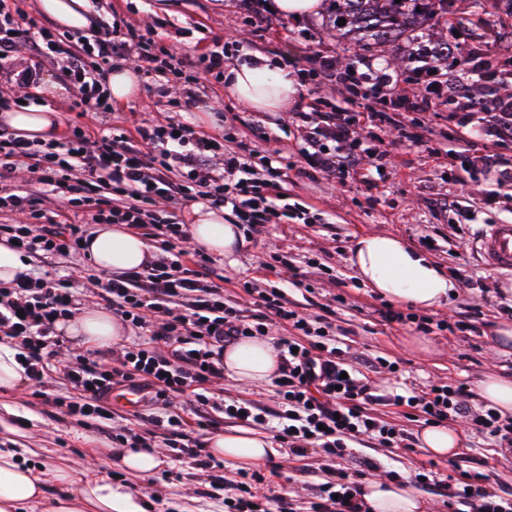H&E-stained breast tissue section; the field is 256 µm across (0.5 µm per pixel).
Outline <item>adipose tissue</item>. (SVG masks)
I'll return each instance as SVG.
<instances>
[{
  "mask_svg": "<svg viewBox=\"0 0 512 512\" xmlns=\"http://www.w3.org/2000/svg\"><path fill=\"white\" fill-rule=\"evenodd\" d=\"M39 6L59 27L82 30L92 24L89 0H39ZM224 80L239 100L262 112L279 111L296 92L293 75L265 64L228 68ZM0 123L22 138L42 141L55 137L60 127L58 113L47 107L1 113ZM190 219L198 248L230 261L243 248L239 226L226 220L223 211L198 204ZM84 253L98 270L116 275L141 269L150 251L126 225L102 224L88 237ZM350 261L360 281L379 296L420 309L442 306L456 288L430 257L391 235L359 237ZM57 329L89 349L115 345L125 336L122 322L101 309L81 311L60 321ZM277 368V352L264 338H249L224 351L226 376L241 382L264 384ZM210 446L232 463L255 462L274 450L270 436L245 428L213 437ZM51 484L59 494L49 512H146L142 495L127 485L108 477L88 479L71 467L38 470L21 461L17 449L0 448V512H25L40 505ZM361 491L370 512H425L422 500L403 484L371 480Z\"/></svg>",
  "mask_w": 512,
  "mask_h": 512,
  "instance_id": "1",
  "label": "adipose tissue"
}]
</instances>
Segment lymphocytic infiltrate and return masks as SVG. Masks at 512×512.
I'll return each instance as SVG.
<instances>
[{"label": "lymphocytic infiltrate", "instance_id": "lymphocytic-infiltrate-1", "mask_svg": "<svg viewBox=\"0 0 512 512\" xmlns=\"http://www.w3.org/2000/svg\"><path fill=\"white\" fill-rule=\"evenodd\" d=\"M28 47V63L17 72L12 90L0 89V110L16 101L17 90L34 86L43 60L61 59L64 74L78 89L73 108L83 114L112 110L106 75L114 61L130 63L143 74L161 73L177 55L162 44L157 25L111 24L104 36L87 39L58 34L39 16L0 0V63L11 61L20 45ZM308 130L302 156L315 172L335 173L347 157L326 150L321 132L350 144L359 136L360 115L323 112L308 94L293 107ZM25 183H17L19 174ZM283 173L271 160L257 164L250 156L228 151L223 142L187 121L164 116L133 130L82 125L70 127L63 140L33 147L0 126V208L26 215L0 232L36 258L41 272L0 288V342L14 346L24 358L35 395L53 414L79 422L106 420L112 388L132 385L146 390L151 412L139 428L115 439L125 448H149L163 434L178 458L202 469L223 470L205 448L196 429L223 409L244 424L279 422L277 436L289 454H318L323 476L312 512H365L359 488L346 463L353 445L368 437L384 448L413 450L415 443L400 424L375 411L383 404L368 377L342 356L325 316L304 315L275 290H257L245 282L260 314L244 319L224 299V287L209 280L207 258L184 249L187 230L174 208L190 202L230 209L237 223L261 226L298 221L311 223L308 212L284 197ZM123 224L163 243L161 253L144 268L102 288L99 298L114 316L143 330L146 337L127 345L87 349L66 364L53 360L63 341L55 319L71 314L78 295L59 276L60 258L79 254L89 225ZM276 337L279 364L273 383L278 409L251 400L219 406L210 387L224 377V349L245 338ZM273 335V334H272ZM193 402L191 417L173 411L176 398ZM395 404L410 408L426 425L463 422L484 440L512 448V421L503 420L488 404L474 405L461 385L434 383ZM357 460V459H354ZM373 468L372 459L357 460ZM260 471L241 473L224 482V512H296L284 495L259 491ZM486 474L466 477L462 487H449V499L467 512H512V494L485 487Z\"/></svg>", "mask_w": 512, "mask_h": 512}]
</instances>
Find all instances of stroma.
Here are the masks:
<instances>
[{"label":"stroma","instance_id":"obj_1","mask_svg":"<svg viewBox=\"0 0 512 512\" xmlns=\"http://www.w3.org/2000/svg\"><path fill=\"white\" fill-rule=\"evenodd\" d=\"M328 7L327 0H319L314 12L295 17L272 7L257 13L245 9L242 0H102L94 15L100 23L113 14L143 25L162 22L163 43L188 59L193 58L196 45L212 37L226 42L239 39L246 42V50L226 49L225 65L250 64L262 56L285 67L292 61L306 62L317 52L335 56L340 67L364 58L374 68L386 69L400 89L423 93L413 58L422 45L437 40V33L424 29L389 46L361 47L331 34L325 23ZM510 54L512 16L505 14L495 29L463 41L458 54L447 61L448 77L473 84L492 109L498 108L500 102L512 99V75L495 69L481 79L469 63ZM40 78L59 83L61 90L38 95L33 106L51 107L61 122L78 121V113L69 108L75 91L63 74L62 62H44ZM158 82L178 90L188 86L183 73L140 78L136 95L117 103L115 112L107 115L108 125L130 130L166 113L153 92ZM193 88L203 105L183 112V119L256 156L287 157L288 194L313 217L309 224H270L249 232L236 264L212 257L211 268L223 276L227 299L244 314L255 313L251 297L242 288L243 282L252 281L269 290L280 289L304 313L316 316L332 311L346 359L381 356L396 363L397 372L384 369L370 375L378 394L388 398L409 395L431 383H461L473 391L486 375L512 378V347H502L495 339L502 323H512V271L490 267L479 245L490 225L512 224V185L498 179L499 172L512 173V140L498 141V126L490 113L465 112L457 102L444 100L433 110L417 114L396 110L386 97L367 100L366 107L375 117L362 126L355 170L334 179L310 171L304 162V130L290 112L257 111L212 76L200 78ZM407 126L420 136V143L402 138L400 130ZM487 147L497 152L498 173L468 162L473 153ZM369 232L404 239L456 277V293L448 305L414 309L365 286L349 256L356 237ZM61 272L82 289L80 309L98 307L94 291L105 285L107 274L80 255L62 258ZM388 310L402 314L403 322L387 321ZM415 337L430 341V353L412 346ZM7 405L29 415L33 436L25 458L40 468L67 464L84 469L86 441L91 438L99 450V472L115 475L120 467L111 461L112 437L139 423L135 410L123 407L103 432L68 418L53 420L27 388L13 394L0 392V408ZM355 453L380 462L382 470L399 483H415L417 474L429 469L443 480H461L480 471L489 476V490L512 491V454L502 455L500 448L482 443L471 430L464 448L448 459L434 458L422 448L414 453L380 448L371 439L357 445ZM165 458L167 469L180 472L181 478L143 484L146 499L161 500L149 512H224L221 499L206 495L210 488L206 472L178 461L173 452L166 451ZM255 469L268 474L272 491H287L298 505L315 496L317 479L309 466L288 457L284 448L252 464L224 465L230 475Z\"/></svg>","mask_w":512,"mask_h":512}]
</instances>
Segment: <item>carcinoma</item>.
<instances>
[{"instance_id":"1","label":"carcinoma","mask_w":512,"mask_h":512,"mask_svg":"<svg viewBox=\"0 0 512 512\" xmlns=\"http://www.w3.org/2000/svg\"><path fill=\"white\" fill-rule=\"evenodd\" d=\"M335 3L333 30L342 39L346 30H356L380 46L395 42L418 28L441 24L435 3L448 0H332ZM345 19L343 26L338 25Z\"/></svg>"}]
</instances>
